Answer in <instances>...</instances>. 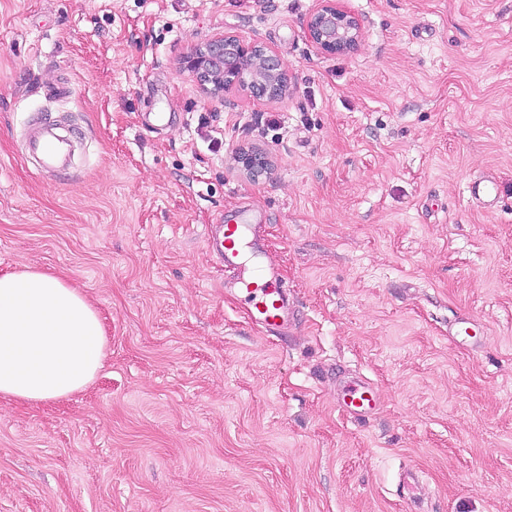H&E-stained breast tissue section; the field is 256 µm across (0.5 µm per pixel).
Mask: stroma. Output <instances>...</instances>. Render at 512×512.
Masks as SVG:
<instances>
[{
    "label": "stroma",
    "mask_w": 512,
    "mask_h": 512,
    "mask_svg": "<svg viewBox=\"0 0 512 512\" xmlns=\"http://www.w3.org/2000/svg\"><path fill=\"white\" fill-rule=\"evenodd\" d=\"M343 4L363 38L329 55L318 0H0V273L63 278L105 331L84 390L0 396V512H512V0ZM224 33L277 54L284 98L180 73ZM46 114L85 132L69 169L25 153ZM243 212L286 333L208 247ZM463 315L482 347L449 336ZM235 162L239 169L253 180L264 175L268 169L265 158L255 152H240ZM470 197L482 205L485 210L492 211L498 207L499 196L496 183L489 177L472 178L467 185ZM343 411L356 418L366 417L380 405L379 394L367 381L353 383L341 398Z\"/></svg>",
    "instance_id": "stroma-1"
}]
</instances>
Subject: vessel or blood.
<instances>
[{"mask_svg": "<svg viewBox=\"0 0 512 512\" xmlns=\"http://www.w3.org/2000/svg\"><path fill=\"white\" fill-rule=\"evenodd\" d=\"M76 137L72 128L52 121L34 127L26 140V152L39 169L64 167L73 153ZM470 197L485 210L497 208L499 196L495 182L488 177L470 179ZM265 227L232 219L213 225L208 243L226 271L241 301L248 305L254 323L269 332H281L294 318L295 307L286 288L279 283L275 268H261L259 259L266 247ZM348 415L362 418L380 405V397L369 382L347 387L341 398Z\"/></svg>", "mask_w": 512, "mask_h": 512, "instance_id": "b4317fda", "label": "vessel or blood"}]
</instances>
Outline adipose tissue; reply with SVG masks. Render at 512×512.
I'll return each mask as SVG.
<instances>
[{
  "instance_id": "adipose-tissue-1",
  "label": "adipose tissue",
  "mask_w": 512,
  "mask_h": 512,
  "mask_svg": "<svg viewBox=\"0 0 512 512\" xmlns=\"http://www.w3.org/2000/svg\"><path fill=\"white\" fill-rule=\"evenodd\" d=\"M103 345L99 315L79 289L31 268L0 274V395L35 404L79 392Z\"/></svg>"
}]
</instances>
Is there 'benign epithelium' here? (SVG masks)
<instances>
[{
    "label": "benign epithelium",
    "instance_id": "benign-epithelium-1",
    "mask_svg": "<svg viewBox=\"0 0 512 512\" xmlns=\"http://www.w3.org/2000/svg\"><path fill=\"white\" fill-rule=\"evenodd\" d=\"M318 2L307 22V38L325 54L354 50L362 39L357 17L340 0ZM180 71L213 96L239 88L255 100H275L288 92V74L277 55L263 44L246 43L229 33L191 47L181 58ZM235 162L253 180L267 171V162L259 153H240Z\"/></svg>",
    "mask_w": 512,
    "mask_h": 512
}]
</instances>
